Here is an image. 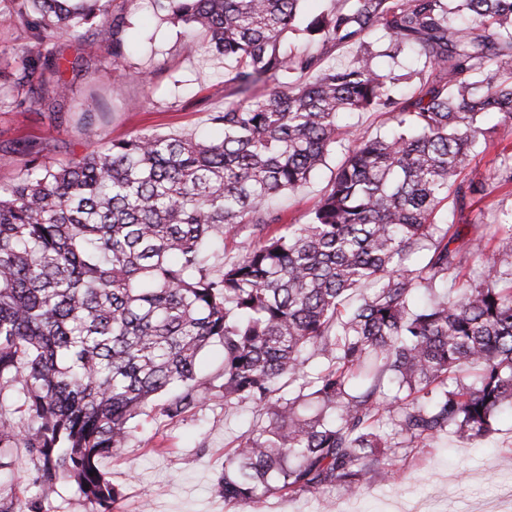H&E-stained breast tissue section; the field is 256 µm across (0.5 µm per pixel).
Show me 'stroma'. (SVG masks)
I'll use <instances>...</instances> for the list:
<instances>
[{"instance_id": "obj_1", "label": "stroma", "mask_w": 512, "mask_h": 512, "mask_svg": "<svg viewBox=\"0 0 512 512\" xmlns=\"http://www.w3.org/2000/svg\"><path fill=\"white\" fill-rule=\"evenodd\" d=\"M110 16L101 18L89 38L98 54L81 58V44L63 37L52 48L66 59H81L63 79L69 86L55 111L34 104L15 107L0 100V184H9L33 161L62 164L87 150L83 113L94 116L97 144L107 145L138 132L205 134L209 114L224 105V76L232 62L203 58L204 34L177 38L163 12L148 0H112ZM130 17L125 31L128 52L113 61L112 17ZM497 144L512 146V123L497 126ZM496 144V146H497ZM496 146L477 148L466 177L485 182L482 199L465 217L468 232L491 238L512 214V185L493 180ZM341 150L303 192L277 202L284 221H305L324 192ZM256 415L249 404L207 402L170 421L158 410L138 417L126 448L102 455L99 468L119 491L118 512H397L418 506L422 512H512V409L503 408L496 431L477 445L443 436L427 446L391 458L392 477L368 480L353 496L337 488L294 497L278 494L248 503H228L216 477L231 450Z\"/></svg>"}]
</instances>
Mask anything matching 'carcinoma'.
I'll use <instances>...</instances> for the list:
<instances>
[{
	"label": "carcinoma",
	"instance_id": "1",
	"mask_svg": "<svg viewBox=\"0 0 512 512\" xmlns=\"http://www.w3.org/2000/svg\"><path fill=\"white\" fill-rule=\"evenodd\" d=\"M111 2L0 0V26L82 41L75 69ZM155 2L235 63L210 115L222 136L137 133L0 185V401L27 416L0 414V467L27 449L36 487L0 512H43L63 482L112 512L98 458L127 447L159 394L171 420L211 400L258 408L217 479L235 503L357 494L399 450L490 435L512 404V225L490 251L443 208L462 216L484 192L463 177L490 139L484 118L512 120V0H330L301 28L319 50L287 54L303 0ZM129 25L112 17L115 60ZM374 45L414 55L418 91L373 66ZM338 48L349 62L325 64ZM63 66L50 50L24 56L0 98L56 108ZM362 112L392 128L339 124ZM338 147L306 222L282 223L272 201ZM498 159L493 177L512 183V148ZM241 225L250 242L211 266L215 232ZM214 343L224 372L203 377Z\"/></svg>",
	"mask_w": 512,
	"mask_h": 512
}]
</instances>
